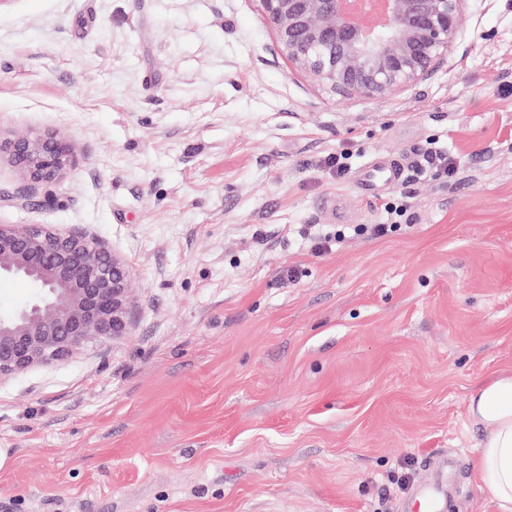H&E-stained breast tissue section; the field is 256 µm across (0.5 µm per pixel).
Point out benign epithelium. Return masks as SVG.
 Segmentation results:
<instances>
[{
	"instance_id": "1",
	"label": "benign epithelium",
	"mask_w": 512,
	"mask_h": 512,
	"mask_svg": "<svg viewBox=\"0 0 512 512\" xmlns=\"http://www.w3.org/2000/svg\"><path fill=\"white\" fill-rule=\"evenodd\" d=\"M277 48L334 90L382 99L414 85L453 50L462 0H258ZM0 155L22 181L53 183L73 148L52 134L17 132ZM39 288L24 307L0 314V380L64 359L85 344L129 333L131 271L81 232L46 224H0V278Z\"/></svg>"
}]
</instances>
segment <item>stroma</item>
<instances>
[{
	"mask_svg": "<svg viewBox=\"0 0 512 512\" xmlns=\"http://www.w3.org/2000/svg\"><path fill=\"white\" fill-rule=\"evenodd\" d=\"M17 131L74 159L45 188L0 157V224L94 235L134 304L0 380V512H414L451 452L446 512H501L467 396L512 373V0H464L448 58L378 100L278 53L258 0H0ZM388 202L397 231L361 233Z\"/></svg>",
	"mask_w": 512,
	"mask_h": 512,
	"instance_id": "stroma-1",
	"label": "stroma"
}]
</instances>
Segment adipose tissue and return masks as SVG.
Returning <instances> with one entry per match:
<instances>
[{"label": "adipose tissue", "instance_id": "1", "mask_svg": "<svg viewBox=\"0 0 512 512\" xmlns=\"http://www.w3.org/2000/svg\"><path fill=\"white\" fill-rule=\"evenodd\" d=\"M472 419L485 429L479 468L502 512H512V375L502 374L474 387L468 395Z\"/></svg>", "mask_w": 512, "mask_h": 512}]
</instances>
